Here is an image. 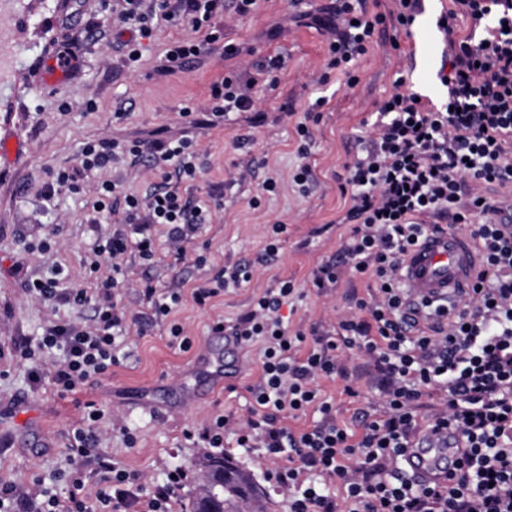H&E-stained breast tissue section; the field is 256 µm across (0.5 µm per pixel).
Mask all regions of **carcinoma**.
<instances>
[{"label":"carcinoma","mask_w":512,"mask_h":512,"mask_svg":"<svg viewBox=\"0 0 512 512\" xmlns=\"http://www.w3.org/2000/svg\"><path fill=\"white\" fill-rule=\"evenodd\" d=\"M197 466L203 479L196 484L193 512H265L253 495L254 482L249 474L232 466L224 458L205 455Z\"/></svg>","instance_id":"cac0c4a2"}]
</instances>
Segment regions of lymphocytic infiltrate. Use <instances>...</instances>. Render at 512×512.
I'll use <instances>...</instances> for the list:
<instances>
[{
	"label": "lymphocytic infiltrate",
	"mask_w": 512,
	"mask_h": 512,
	"mask_svg": "<svg viewBox=\"0 0 512 512\" xmlns=\"http://www.w3.org/2000/svg\"><path fill=\"white\" fill-rule=\"evenodd\" d=\"M388 12L368 9L365 0H332L313 23L323 29L326 59L317 84L338 75L347 87L359 82V60L374 47L376 33L406 31L415 21L419 0H394ZM224 0H124L122 23L135 30L122 44L128 63L142 58V41L157 21L185 23L188 37L167 44L163 71L176 72L223 43L225 58L242 50L224 43L214 23ZM470 22L468 34L456 29L458 17ZM437 25L448 46L445 105L418 99L404 78H396L380 104L367 137L359 141L342 186L350 205L342 221L350 231L336 257L322 262L312 285L327 293L345 274H372L375 293L339 322L332 338L290 331L280 309L295 294L291 281L255 298L227 329L240 347L261 343V374L250 387V416L238 445L260 449L271 467L267 480L283 496L288 512H512V224L503 223L492 188L512 189V0H450ZM281 70L271 56L252 71L226 70L209 88L204 114L183 107L185 125H223L233 112L253 111L257 91L275 86ZM148 164L158 182L140 195L111 180L98 181L85 206L93 215L123 211L121 223L100 235L84 259L89 287L64 288L56 277L27 281L28 295L76 310L91 309L89 323L58 319L37 342L18 339L0 359L32 362L38 351L61 350L50 373L31 367L33 385L49 383L60 396L77 393L111 373L126 358L130 333L144 334L151 321L170 314L180 295L159 293L152 283L139 291L150 320L128 316L122 290L128 283L127 259L135 255L156 266L159 240H166L174 263L185 262L209 205L184 198L177 184L199 179L204 166L189 135L134 140L124 145L100 140L81 151L82 172H100L118 155ZM470 226L482 265L470 306L456 313L424 308L406 313L407 291L400 278L406 252L441 224ZM309 351H302L306 339ZM358 348L384 375L381 415L361 413L364 432L353 439L336 422L333 406L316 387L320 378L347 377L341 350ZM439 395L441 410L432 421L418 419L423 396ZM321 418L308 430L294 431L289 419L307 410ZM450 429L462 442L455 469L442 484L421 486L398 462L418 432ZM73 464L66 498H19L14 486L0 483V512H171L190 476L175 468L163 482L117 466L94 446L85 428L74 429L66 446ZM99 477L96 508L81 494L84 469Z\"/></svg>",
	"instance_id": "1"
}]
</instances>
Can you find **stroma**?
I'll return each instance as SVG.
<instances>
[{
  "label": "stroma",
  "mask_w": 512,
  "mask_h": 512,
  "mask_svg": "<svg viewBox=\"0 0 512 512\" xmlns=\"http://www.w3.org/2000/svg\"><path fill=\"white\" fill-rule=\"evenodd\" d=\"M328 2L302 0L296 6L291 0H259L254 12L240 17L226 0L223 41L174 74L160 69L163 48L189 35V28L162 24L144 40L139 64L126 65L121 43L132 32L118 21L122 0H10L8 10L0 12V25L15 43L12 65L0 72V346L18 336L37 338L57 318L84 322L90 316L86 310L31 298L25 291L28 280L50 276L57 267L64 270L66 286L85 285V253L99 233L111 232L121 220L115 214L92 224L82 195L55 183L58 172L78 167L84 143L148 139L160 130L188 133L197 143L205 171L197 181L181 183L179 191L194 201L212 196L221 201L195 243L206 259L204 266L190 261L172 268L159 264V290L181 289L182 300L146 335L127 337L128 357L111 375L62 398L49 388L30 387L29 364L0 359L1 482L23 495L48 490L67 497L71 486L63 477L70 469L65 447L89 401L107 415L99 426L98 448L120 466L153 481L178 466L194 471L203 451L185 441L184 430L202 427L222 412L245 424L249 388L260 376V348L239 349L233 390L185 403L178 400L177 388L190 379L192 354L174 342L171 325H179L193 344H201L214 321L234 323L257 296L288 279L298 290L281 310L290 326L304 331L316 326L333 337L339 318L372 294L374 283L366 276L345 277L333 290L317 294L312 272L339 251L347 235L340 219L348 199L341 193L340 178L357 151L358 137L367 135L375 119L377 103L391 93L396 71L429 82L428 98L434 104L445 101L447 89L437 77L443 35L434 26L408 35H379L359 64L356 87L335 77L324 86H313L309 78L322 68L325 38L317 29L288 22L286 16L297 9L314 12ZM228 41L258 57L281 55L285 63L279 84L260 93L254 111L230 116L222 126L185 128L179 116L182 107H204L210 84L231 65L224 57ZM65 46L78 55V68L45 84L50 58ZM321 95L329 102L310 125L312 138L302 159L295 126ZM302 161L312 174L304 195L292 182ZM242 164L250 168L244 178L238 170ZM101 177L139 194L155 180L149 167L122 158L102 176L83 179L84 190ZM270 178L277 182L276 191L262 192ZM254 198L259 201L255 207L250 204ZM277 221L286 226L278 235L272 231ZM273 236L279 251L269 258L264 249ZM239 261L250 263V280L226 284L207 307H199L193 288ZM342 358L358 395L346 393L349 379L321 378L317 385L322 397L332 402L337 424L358 435L360 412L381 410L382 376L359 350L346 351ZM129 433L135 438L131 445L125 442ZM223 453L253 476L269 512H285L282 496L265 479L269 464L257 449L237 447L229 432Z\"/></svg>",
  "instance_id": "35a3bbf8"
}]
</instances>
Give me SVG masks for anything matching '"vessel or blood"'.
<instances>
[{"mask_svg":"<svg viewBox=\"0 0 512 512\" xmlns=\"http://www.w3.org/2000/svg\"><path fill=\"white\" fill-rule=\"evenodd\" d=\"M480 257L471 238L459 231L443 229L428 234L405 254L402 278L417 302H444L449 311L467 300L479 269ZM233 337H225L223 349H198L193 374L202 385L181 388L183 401L202 399L206 389L232 384L236 376L224 363V351L234 350ZM460 442L452 432L418 434L406 449L405 467L424 485L443 480L459 452Z\"/></svg>","mask_w":512,"mask_h":512,"instance_id":"b4317fda","label":"vessel or blood"}]
</instances>
